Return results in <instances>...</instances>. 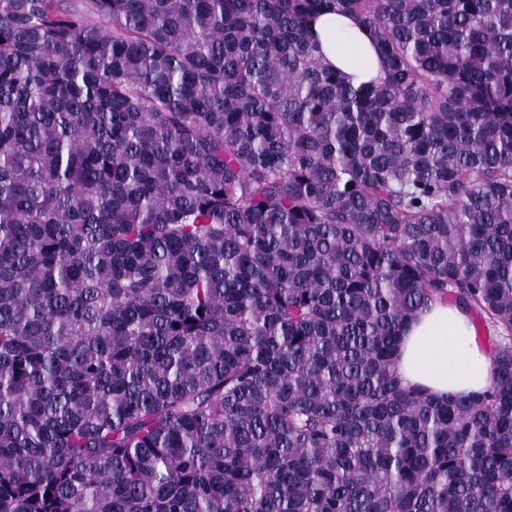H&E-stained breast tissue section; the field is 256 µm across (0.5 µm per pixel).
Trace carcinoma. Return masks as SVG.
<instances>
[{"label":"carcinoma","mask_w":512,"mask_h":512,"mask_svg":"<svg viewBox=\"0 0 512 512\" xmlns=\"http://www.w3.org/2000/svg\"><path fill=\"white\" fill-rule=\"evenodd\" d=\"M0 512H512V0H0ZM323 63L353 84L385 78L384 59L367 28L350 14L324 13L309 22ZM479 324L477 340L489 354L491 342ZM469 317L447 301H435L405 327L396 369L408 385L437 398H456L488 389L490 358L475 339Z\"/></svg>","instance_id":"obj_1"}]
</instances>
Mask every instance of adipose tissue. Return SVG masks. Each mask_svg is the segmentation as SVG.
I'll return each instance as SVG.
<instances>
[{"mask_svg": "<svg viewBox=\"0 0 512 512\" xmlns=\"http://www.w3.org/2000/svg\"><path fill=\"white\" fill-rule=\"evenodd\" d=\"M309 32L323 63L347 80L384 79V59L356 17L324 13L311 19ZM395 366L405 383L443 399L486 390L493 382L491 361L478 345L469 317L440 300L406 325Z\"/></svg>", "mask_w": 512, "mask_h": 512, "instance_id": "obj_1", "label": "adipose tissue"}]
</instances>
